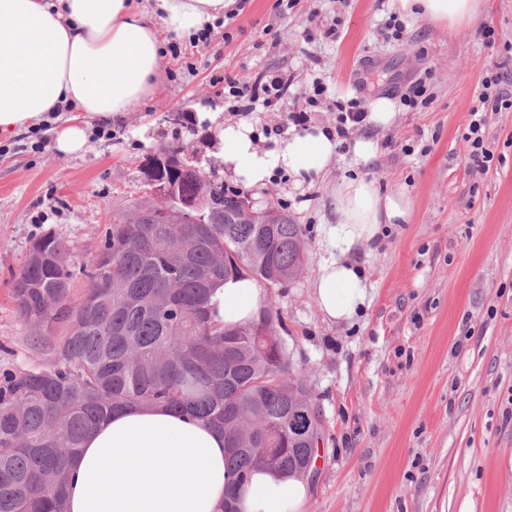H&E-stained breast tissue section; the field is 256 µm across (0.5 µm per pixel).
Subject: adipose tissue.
<instances>
[{
  "mask_svg": "<svg viewBox=\"0 0 512 512\" xmlns=\"http://www.w3.org/2000/svg\"><path fill=\"white\" fill-rule=\"evenodd\" d=\"M232 0H0V139L49 127L54 148L76 156L88 148L96 121L124 118L152 97L166 68L159 37L195 39L220 20ZM486 0H397L403 15L455 27L471 23ZM215 131L213 148L233 181L262 188L285 172L295 184L329 177L341 143L335 128L310 125L259 143L251 119L223 121L198 113ZM335 223L322 227L324 255L313 282L323 318L353 319L367 303L356 261L387 224L410 223L405 191H380L363 177L331 190ZM264 304L250 279L219 284L212 317L227 327L254 319ZM224 435L163 406L134 407L102 418L71 459L66 512H222L231 478ZM303 480L254 470L240 512H306Z\"/></svg>",
  "mask_w": 512,
  "mask_h": 512,
  "instance_id": "adipose-tissue-1",
  "label": "adipose tissue"
}]
</instances>
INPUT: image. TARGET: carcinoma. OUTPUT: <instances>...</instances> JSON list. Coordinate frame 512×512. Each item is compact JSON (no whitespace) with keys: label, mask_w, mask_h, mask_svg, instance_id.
Returning <instances> with one entry per match:
<instances>
[{"label":"carcinoma","mask_w":512,"mask_h":512,"mask_svg":"<svg viewBox=\"0 0 512 512\" xmlns=\"http://www.w3.org/2000/svg\"><path fill=\"white\" fill-rule=\"evenodd\" d=\"M161 176L181 196L204 191L203 224L181 222L177 198L114 205L116 223L89 263L83 298L70 297L71 247L35 239L12 292L19 318L41 336L65 334L52 359L37 356L0 380V512H65L68 460L103 417L127 406L163 405L224 433L233 489L252 469L308 472L322 415L277 335L278 311L235 329L213 321V287L230 276L269 286L305 264L304 229L283 211L276 224H243L242 190L229 189L185 157Z\"/></svg>","instance_id":"cac0c4a2"}]
</instances>
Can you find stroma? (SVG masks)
I'll return each instance as SVG.
<instances>
[{
	"mask_svg": "<svg viewBox=\"0 0 512 512\" xmlns=\"http://www.w3.org/2000/svg\"><path fill=\"white\" fill-rule=\"evenodd\" d=\"M394 12L393 0H299L291 9L247 0L206 40L166 36L158 93L124 122L93 129L84 155H59L41 129L1 142L0 372L27 368L61 337L35 335L15 311L12 283L33 239L55 234L73 245L74 262L89 261L113 202L145 198L139 166L166 146L187 145L223 177L193 118H238L225 77L292 76L275 109L249 111L265 138L284 135L291 113L332 126L330 101L386 96L399 104L395 127L358 130L379 137L378 159L359 169L340 149L332 175L404 188L414 209L410 223L388 225L375 250L359 255L369 301L353 322L325 321L313 295L324 186L279 173L247 191L255 206L283 208L306 230L301 273L263 295L282 315L278 334L323 418L307 512H512V111L486 128L495 153L486 172L468 168L464 140L487 69H501L512 95V0H489L459 28L404 18L399 38ZM486 26L495 31L488 39ZM420 82L427 103L401 105ZM316 83L326 96L312 106ZM175 111L181 122L170 121Z\"/></svg>",
	"mask_w": 512,
	"mask_h": 512,
	"instance_id": "35a3bbf8",
	"label": "stroma"
}]
</instances>
